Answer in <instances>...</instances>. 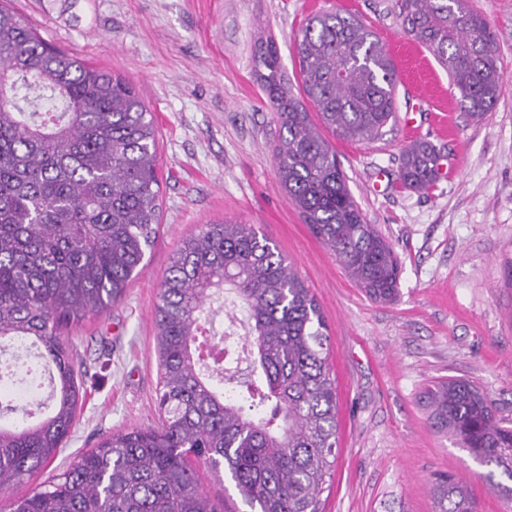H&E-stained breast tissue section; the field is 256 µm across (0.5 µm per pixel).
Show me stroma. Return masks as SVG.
<instances>
[{"label":"stroma","mask_w":512,"mask_h":512,"mask_svg":"<svg viewBox=\"0 0 512 512\" xmlns=\"http://www.w3.org/2000/svg\"><path fill=\"white\" fill-rule=\"evenodd\" d=\"M395 0H10L47 41L125 79L155 115L159 234L146 266L110 312L63 334L84 399L58 455L0 502L74 466L106 436L159 422L155 305L182 244L207 224L253 225L273 240L319 302L336 379L337 459L324 512H435L429 485L465 478L478 512H512L485 469L431 427L421 395L450 377L481 386L512 421V0H468L495 36L505 90L480 121L467 118L448 74L402 31ZM333 10L371 26L429 100L421 140L441 153L428 190L399 180L413 142L402 122L369 144L332 139L349 189L399 262L394 301L371 300L311 233L283 191L272 146L280 123L256 56L274 42L298 78L295 35ZM380 191H373V183ZM218 512H244L229 475L194 462Z\"/></svg>","instance_id":"obj_1"}]
</instances>
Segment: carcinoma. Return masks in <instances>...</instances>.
<instances>
[{"instance_id":"1","label":"carcinoma","mask_w":512,"mask_h":512,"mask_svg":"<svg viewBox=\"0 0 512 512\" xmlns=\"http://www.w3.org/2000/svg\"><path fill=\"white\" fill-rule=\"evenodd\" d=\"M404 34L428 48L474 120L506 84L485 18L467 0H397ZM301 89L320 123L350 143L377 140L395 118V64L355 18L323 12L295 38ZM281 123L272 149L281 187L312 234L372 300L398 293L400 264L353 197L336 151L310 121L280 72L274 43L258 56ZM50 91L61 110L26 111ZM426 142L404 151L400 177L423 190L441 176ZM157 130L134 89L112 71L46 42L0 0V343L35 347L51 374L52 410L34 423L0 426V486L51 461L82 399L64 329L100 314L144 267L161 221ZM230 290L247 312L253 359L233 393L217 392L197 367V338ZM156 428L104 438L73 468L0 512H216L189 457L224 468L250 512H321L337 446L336 382L321 307L280 249L251 224L206 225L174 255L155 307ZM36 386L0 362V418L19 413L16 387ZM423 398L431 426L479 464L512 500V426L475 383H432ZM437 512H478L469 483L439 475Z\"/></svg>"}]
</instances>
